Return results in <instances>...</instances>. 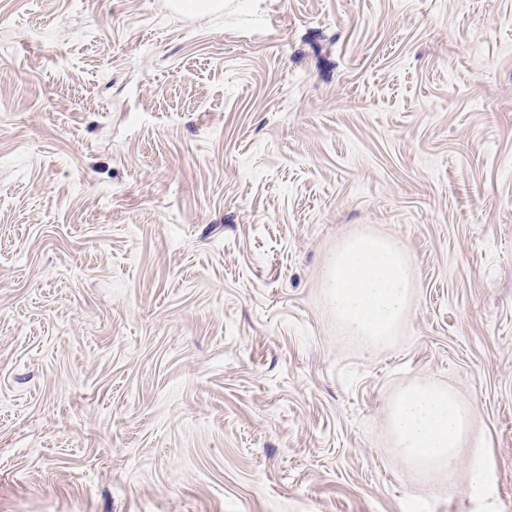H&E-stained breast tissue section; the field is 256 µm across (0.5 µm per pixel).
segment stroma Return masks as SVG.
Listing matches in <instances>:
<instances>
[{
  "instance_id": "stroma-1",
  "label": "stroma",
  "mask_w": 512,
  "mask_h": 512,
  "mask_svg": "<svg viewBox=\"0 0 512 512\" xmlns=\"http://www.w3.org/2000/svg\"><path fill=\"white\" fill-rule=\"evenodd\" d=\"M0 512H512V0H0ZM396 237L405 321L328 311ZM472 409L487 495L389 404ZM414 266L400 241L357 235L337 249L325 280L328 307L350 336L373 345L398 331L409 309ZM471 410L433 378L409 386L390 402L389 428L400 459L410 467L452 481L463 465Z\"/></svg>"
}]
</instances>
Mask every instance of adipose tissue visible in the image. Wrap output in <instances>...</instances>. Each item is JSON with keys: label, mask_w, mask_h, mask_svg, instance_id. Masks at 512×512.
Wrapping results in <instances>:
<instances>
[{"label": "adipose tissue", "mask_w": 512, "mask_h": 512, "mask_svg": "<svg viewBox=\"0 0 512 512\" xmlns=\"http://www.w3.org/2000/svg\"><path fill=\"white\" fill-rule=\"evenodd\" d=\"M414 266L400 241L357 235L336 250L325 280L328 307L348 335L372 344L398 331L409 309ZM471 410L450 388L426 378L390 402L389 428L400 459L435 476L454 477L467 467L471 486L488 470L482 453L462 458Z\"/></svg>", "instance_id": "1"}]
</instances>
